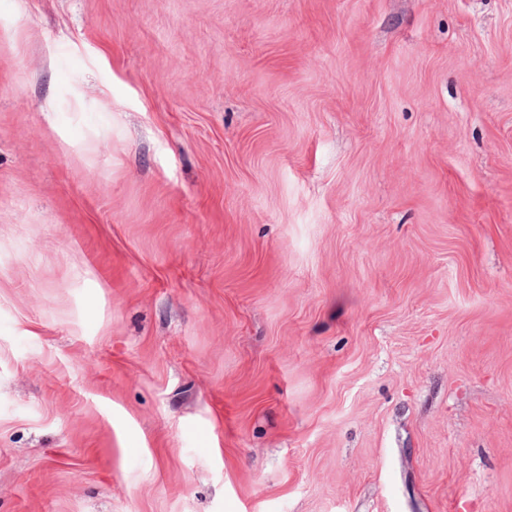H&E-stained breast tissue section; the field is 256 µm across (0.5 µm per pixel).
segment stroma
<instances>
[{"instance_id":"35a3bbf8","label":"stroma","mask_w":512,"mask_h":512,"mask_svg":"<svg viewBox=\"0 0 512 512\" xmlns=\"http://www.w3.org/2000/svg\"><path fill=\"white\" fill-rule=\"evenodd\" d=\"M0 512H512V0H0Z\"/></svg>"}]
</instances>
